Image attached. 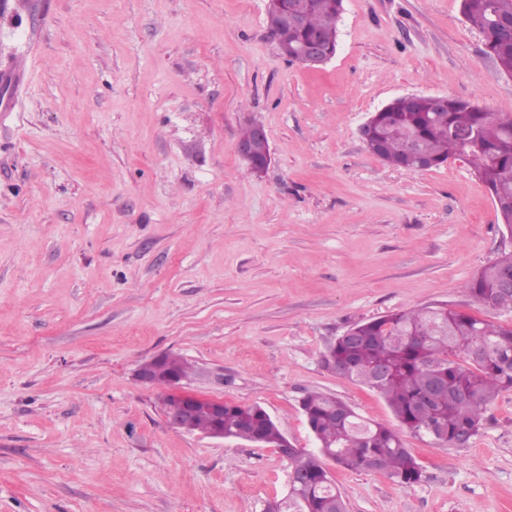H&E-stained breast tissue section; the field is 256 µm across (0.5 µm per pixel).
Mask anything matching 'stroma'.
I'll use <instances>...</instances> for the list:
<instances>
[{
    "label": "stroma",
    "mask_w": 512,
    "mask_h": 512,
    "mask_svg": "<svg viewBox=\"0 0 512 512\" xmlns=\"http://www.w3.org/2000/svg\"><path fill=\"white\" fill-rule=\"evenodd\" d=\"M267 0H8L0 67V512H264L277 448L172 428L137 370L263 406L299 449L319 391L395 425L324 364L353 324L434 306L512 325L464 285L512 245L468 163L407 172L360 128L393 99L512 112L460 0H344L326 64L288 63ZM261 123L272 160L235 151ZM406 486L328 462L348 512H512V391L466 446L405 434Z\"/></svg>",
    "instance_id": "obj_1"
}]
</instances>
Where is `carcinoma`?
<instances>
[{"instance_id": "cac0c4a2", "label": "carcinoma", "mask_w": 512, "mask_h": 512, "mask_svg": "<svg viewBox=\"0 0 512 512\" xmlns=\"http://www.w3.org/2000/svg\"><path fill=\"white\" fill-rule=\"evenodd\" d=\"M288 0L266 6L271 34L290 62L311 37L325 39L324 55L338 46L343 0H307L306 23L299 28L277 25ZM464 21L484 37L485 53L499 72L512 77V0H461ZM366 149L401 170L437 168L451 159H466L473 174L491 192L503 226L512 236V112L481 108L447 98L442 108L433 97L393 99L369 116ZM416 147V153L407 144ZM512 277V249H502L465 285L478 305L512 312V291L503 282ZM357 340L333 345L337 363L352 365L346 378L379 392L399 427L362 419L344 401L311 392L302 399L305 418L314 433L317 452L288 449V477L293 487L277 501L280 512H347L325 461L386 474L401 485L422 478L403 432L427 436L441 446L454 444L466 432L475 436L486 407L512 391V326L494 325L471 314L443 307L401 310L354 325ZM255 423L270 442L281 435L262 406H224V435L246 440Z\"/></svg>"}]
</instances>
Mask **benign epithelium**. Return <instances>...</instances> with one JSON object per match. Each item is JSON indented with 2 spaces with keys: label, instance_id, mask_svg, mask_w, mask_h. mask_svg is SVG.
<instances>
[{
  "label": "benign epithelium",
  "instance_id": "benign-epithelium-1",
  "mask_svg": "<svg viewBox=\"0 0 512 512\" xmlns=\"http://www.w3.org/2000/svg\"><path fill=\"white\" fill-rule=\"evenodd\" d=\"M301 62L310 66L325 62V56L317 42L304 46L301 51ZM235 150L239 157L253 169L261 172L268 165L269 153L266 152L261 157L256 156L249 142L237 141ZM147 367L148 364H143L138 369L136 377L144 384L163 389L160 405L171 427L187 433L193 432L194 417L202 407L207 409L213 417L219 420L224 419V400L201 397L185 387V378L174 373L163 375L158 369L149 372Z\"/></svg>",
  "mask_w": 512,
  "mask_h": 512
}]
</instances>
